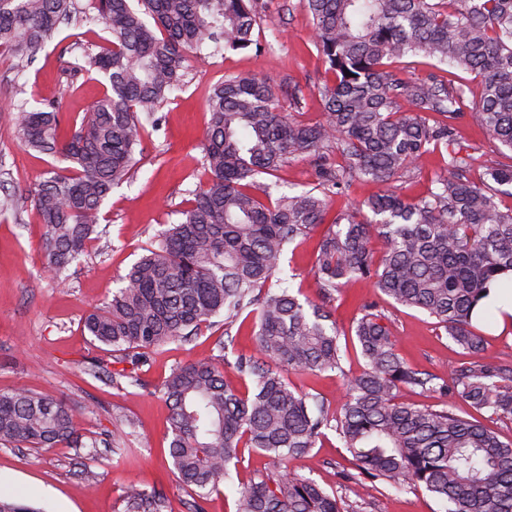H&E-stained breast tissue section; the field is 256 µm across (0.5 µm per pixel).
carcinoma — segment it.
Listing matches in <instances>:
<instances>
[{
	"instance_id": "cac0c4a2",
	"label": "carcinoma",
	"mask_w": 512,
	"mask_h": 512,
	"mask_svg": "<svg viewBox=\"0 0 512 512\" xmlns=\"http://www.w3.org/2000/svg\"><path fill=\"white\" fill-rule=\"evenodd\" d=\"M313 23L325 65L317 87L322 119L291 117L276 89L256 75H230L207 98L203 144L206 181L192 191L181 219L146 249L112 298L84 317L112 362L95 368L112 384L142 385L149 353L189 340L224 315V335L244 313L254 315L261 357L238 355L189 363L157 387L168 403V454L194 512L218 489L242 448L286 461L310 453L335 431L357 464L348 480L422 486L447 512H512V438L449 410L399 400L419 387L458 398L475 411L512 419V363L487 353L473 312L493 285L512 279V0H298ZM74 9V0H0V50L31 59ZM88 20L109 37L70 69L97 76L103 94L80 125L65 132L52 102L21 105L15 124L27 150L61 162L10 208H31L44 228L45 271L59 277L84 255L112 189L127 181L136 149L159 106L188 73V54L259 47L257 0H90ZM405 57L436 61L447 75L416 76L394 66ZM349 74H344V71ZM480 79L468 102L464 75ZM411 106L399 111L400 103ZM503 160L483 166L457 139L464 113ZM439 154L443 170L417 200L381 191L330 213L333 198L362 179L385 184ZM311 158L318 183L272 197L258 181L292 159ZM314 303L282 272L285 249L321 225ZM383 251L374 259L371 244ZM436 318L469 355L448 380L410 367L399 356L388 317L371 302L351 336L365 370L344 374L336 322L328 303L349 284ZM250 379L243 392L224 367ZM338 371L344 403L329 414L323 398L296 392L290 372ZM79 413L30 387L0 392V445L89 448ZM237 512H356L336 493L284 469L237 491ZM124 512H170L162 492L136 485ZM0 512H45L20 498H0Z\"/></svg>"
}]
</instances>
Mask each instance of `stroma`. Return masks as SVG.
I'll use <instances>...</instances> for the list:
<instances>
[{
	"label": "stroma",
	"mask_w": 512,
	"mask_h": 512,
	"mask_svg": "<svg viewBox=\"0 0 512 512\" xmlns=\"http://www.w3.org/2000/svg\"><path fill=\"white\" fill-rule=\"evenodd\" d=\"M78 5L79 13L31 62L0 53V392L26 384L82 408L81 431L97 441L100 454L87 460L72 448L0 447V494L26 497L45 512H122L123 490L136 484L162 491L172 512H189L192 498L171 473L169 410L155 388L177 366L216 356V344L225 334L222 321L203 328L192 342H173L154 353L140 371L143 387L119 388L107 376L88 374L92 360L108 359L109 354L84 331L82 320L92 306L111 298L130 266L187 208L203 176L201 142L210 87L231 74L258 75L283 95L289 84H296L305 103L297 118L314 122L322 113L317 87L324 65L313 44L312 21L297 0H258L261 22L255 34L261 52L214 56L205 49L193 57L184 86L161 105L157 127L149 129L137 148L131 178L105 202V218L88 255L56 278L43 269L44 229L35 213L17 215L6 204L42 180L51 163L16 140L19 106L51 101L72 121L81 119L103 92L98 82L73 74L69 67L73 57L95 51L105 35L103 25L86 23L82 9L87 0ZM318 240L314 234L288 245L283 262L284 276L313 300L318 297L312 274ZM375 300L369 282L342 288L333 317L347 348L344 370L289 373L296 390L322 396L331 411H339L342 373L364 367L359 348L351 344V325L362 305ZM379 303L392 323L401 358L447 378L449 363L463 359L464 353L437 320L416 308ZM116 437L127 445L120 455L111 451ZM288 466L342 495L360 512H445L443 503L421 488L345 482L355 464L332 430L310 455L290 460ZM279 469L263 453L243 449L230 479L210 496L206 512H236L237 488Z\"/></svg>",
	"instance_id": "1"
}]
</instances>
